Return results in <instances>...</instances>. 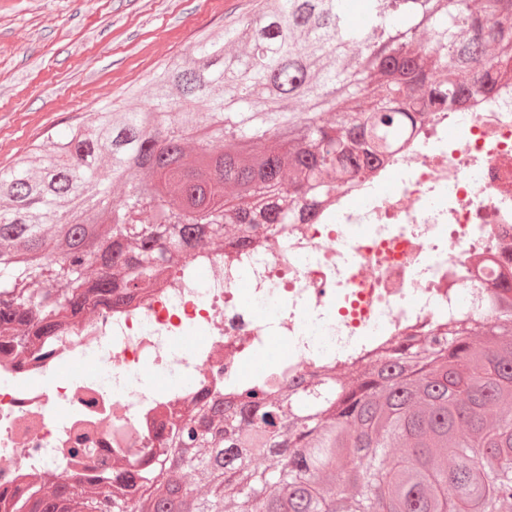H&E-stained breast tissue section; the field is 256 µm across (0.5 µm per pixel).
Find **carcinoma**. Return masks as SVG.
I'll return each mask as SVG.
<instances>
[{
	"mask_svg": "<svg viewBox=\"0 0 512 512\" xmlns=\"http://www.w3.org/2000/svg\"><path fill=\"white\" fill-rule=\"evenodd\" d=\"M350 11L272 0L154 74L151 110L105 109L0 168V324L18 351L59 312L129 298L190 250L297 223L424 113L495 96L512 66V0H362L361 24ZM511 335L505 293L492 323L405 340L343 381L251 391L173 426L156 449L166 467L54 481L14 512H512L496 494L512 484V413L487 417L512 398V345L476 344Z\"/></svg>",
	"mask_w": 512,
	"mask_h": 512,
	"instance_id": "cac0c4a2",
	"label": "carcinoma"
}]
</instances>
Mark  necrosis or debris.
Segmentation results:
<instances>
[{
    "label": "necrosis or debris",
    "mask_w": 512,
    "mask_h": 512,
    "mask_svg": "<svg viewBox=\"0 0 512 512\" xmlns=\"http://www.w3.org/2000/svg\"><path fill=\"white\" fill-rule=\"evenodd\" d=\"M509 270L511 80L408 127L384 163L299 223L194 250L132 300L54 319L30 352L0 334V512L63 474L151 466L150 449L192 408L362 366L460 319L494 320ZM273 338L286 355L249 372ZM88 357L107 382L81 375ZM174 371L188 384H153Z\"/></svg>",
    "instance_id": "4bbe7bcc"
}]
</instances>
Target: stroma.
Wrapping results in <instances>:
<instances>
[{
  "instance_id": "stroma-1",
  "label": "stroma",
  "mask_w": 512,
  "mask_h": 512,
  "mask_svg": "<svg viewBox=\"0 0 512 512\" xmlns=\"http://www.w3.org/2000/svg\"><path fill=\"white\" fill-rule=\"evenodd\" d=\"M263 0H0V167L106 106L145 109L151 78Z\"/></svg>"
}]
</instances>
